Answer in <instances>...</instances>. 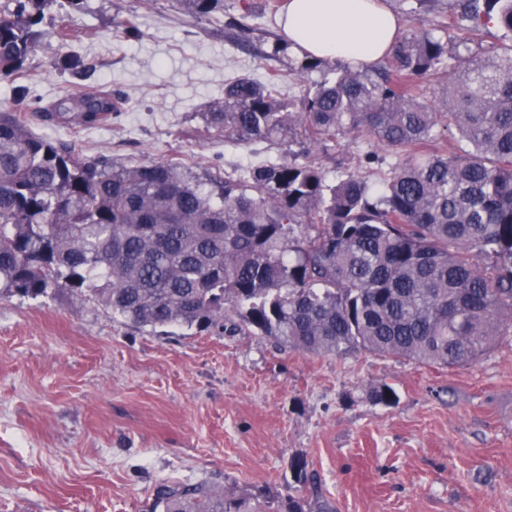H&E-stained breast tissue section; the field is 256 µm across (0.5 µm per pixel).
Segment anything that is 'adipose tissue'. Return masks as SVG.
I'll return each mask as SVG.
<instances>
[{"label":"adipose tissue","mask_w":512,"mask_h":512,"mask_svg":"<svg viewBox=\"0 0 512 512\" xmlns=\"http://www.w3.org/2000/svg\"><path fill=\"white\" fill-rule=\"evenodd\" d=\"M280 27L297 53L362 67L385 58L403 36L385 0H288Z\"/></svg>","instance_id":"ef3b65f1"}]
</instances>
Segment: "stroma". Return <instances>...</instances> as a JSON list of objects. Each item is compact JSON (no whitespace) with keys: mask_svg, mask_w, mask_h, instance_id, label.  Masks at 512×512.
<instances>
[{"mask_svg":"<svg viewBox=\"0 0 512 512\" xmlns=\"http://www.w3.org/2000/svg\"><path fill=\"white\" fill-rule=\"evenodd\" d=\"M224 0L208 21L181 0H85L47 32L19 80L0 78V112L27 90L32 130L118 166L179 167L190 184L239 175L253 148L204 138L201 114L239 74H285L303 57L284 49L279 5ZM455 0L434 10L387 0L405 32H451ZM138 17L140 34L116 24ZM78 51L86 70L59 60ZM111 95V120L59 126L42 111L65 91ZM365 134L318 153L375 182L399 157L364 169ZM397 393L390 405L372 387ZM306 460L338 512H512V336L479 360L446 367L366 351L296 352L241 331L133 327L68 291L0 294V512H145L163 480L211 483L259 500L295 493L291 463Z\"/></svg>","mask_w":512,"mask_h":512,"instance_id":"1","label":"stroma"}]
</instances>
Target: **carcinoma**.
I'll use <instances>...</instances> for the list:
<instances>
[{"mask_svg":"<svg viewBox=\"0 0 512 512\" xmlns=\"http://www.w3.org/2000/svg\"><path fill=\"white\" fill-rule=\"evenodd\" d=\"M81 2L4 0L0 77L26 69L53 6ZM182 2L199 18L224 8ZM456 7L463 31L492 23L509 42L461 70L448 41L414 31L375 75L345 65L292 100L276 71L225 83L205 131L299 150L217 182V202L170 165L117 167L33 133L16 94V111L0 113V292L65 289L139 328L246 330L316 355L479 359L512 335V0ZM442 71L438 108L423 92ZM112 111L107 94L68 90L50 117L89 128ZM453 131L459 152L431 150ZM353 132L401 154L390 177L330 178L315 162ZM370 398L396 394L381 384ZM292 472L305 495L261 504L167 481L150 512H337L304 460Z\"/></svg>","mask_w":512,"mask_h":512,"instance_id":"1","label":"carcinoma"}]
</instances>
